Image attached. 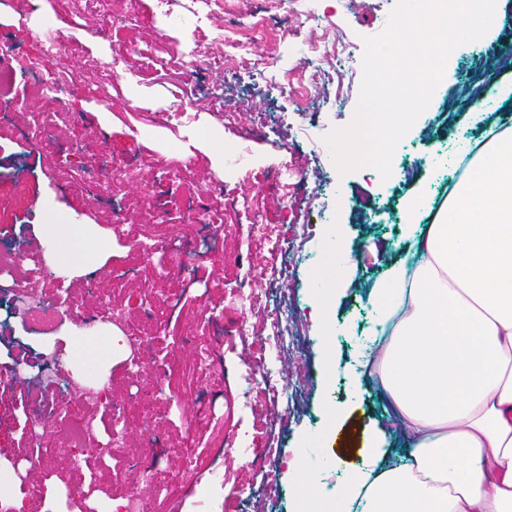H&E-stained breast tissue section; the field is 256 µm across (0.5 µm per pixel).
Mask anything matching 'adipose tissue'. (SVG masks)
<instances>
[{
    "label": "adipose tissue",
    "instance_id": "adipose-tissue-1",
    "mask_svg": "<svg viewBox=\"0 0 512 512\" xmlns=\"http://www.w3.org/2000/svg\"><path fill=\"white\" fill-rule=\"evenodd\" d=\"M468 174L430 223L408 225L407 247L369 291L376 329L365 354L393 408L351 436L350 410L326 399V425L288 465L299 512H512V127L470 148ZM59 275L103 265L107 238L91 224H39ZM352 242L312 281L311 315L326 321L331 295L352 275ZM121 336L75 339L72 368L105 372L123 359ZM396 426L406 450L386 446ZM359 457L346 466L345 450ZM344 477L330 495L322 478Z\"/></svg>",
    "mask_w": 512,
    "mask_h": 512
}]
</instances>
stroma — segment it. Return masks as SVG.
<instances>
[{
    "label": "stroma",
    "instance_id": "stroma-1",
    "mask_svg": "<svg viewBox=\"0 0 512 512\" xmlns=\"http://www.w3.org/2000/svg\"><path fill=\"white\" fill-rule=\"evenodd\" d=\"M171 19L161 17L155 0H126L133 21L100 31L92 17L76 14L70 0H0V42L36 51L47 30L58 31L64 46L45 62L53 76L43 96L31 95L21 83L0 85V99L21 100L14 122L0 124V250L30 254L39 242L33 225L44 223L47 209L60 220L97 225L112 239V255L102 276L78 281L88 307L105 298L126 310L144 339L140 366L119 360L112 366V404L120 409L117 424L102 422L101 442L112 430L123 431L125 447L90 473L81 494L68 493L69 474L53 467L52 450L65 422L39 441L24 430L25 413L53 415L56 381H44L49 403L36 407L24 384L38 378L36 363L50 346L67 349L62 331L47 336L13 310L0 306V461L32 462L40 494L31 512H44L53 490L65 491L67 512H85L105 499H124L128 490H143L147 512H168L171 498L184 501L183 512H224L231 501L236 512H293L294 495L287 466L304 435L325 420L323 381L325 354L354 365L376 318L362 283L379 276L393 244L402 239L400 213L411 193L439 202L448 190L441 173L427 163L437 148L479 142L489 123L512 115V97L491 90L484 104L465 97L474 79L484 74L475 63L480 45L455 49L448 75L428 108L406 135L414 160L407 178L381 180L362 168L347 174L323 167L316 150L332 129L348 125L355 113L362 79L354 69L349 94L333 79L334 64L321 61L327 75L320 94L306 111L284 92L311 63L305 41L324 34L328 22L340 24L362 56L365 40L380 35L395 0H311L316 17L300 22V0H213L201 35L223 33L249 42L251 61L265 74L251 81L192 63L184 56L199 0H174ZM122 52L125 70L105 90L94 91V76L84 61ZM90 86V93L70 99L71 119L63 127L60 149L37 152L18 133L30 112L40 109L55 87L71 80ZM175 120L160 123L165 113ZM224 129V162L216 164L196 140L201 126ZM134 154L143 161L138 182H116L103 190L93 177L105 153ZM220 194H208L214 184ZM221 224V234L204 246L198 213ZM357 245L352 262L357 281L336 299L329 330L308 315L310 278L328 261L325 243L331 224ZM130 224L136 236H114L113 227ZM290 242L287 262L292 276L282 277L269 261L274 239ZM178 240L194 247L195 277L187 280L164 267L160 246ZM142 306H133L134 297ZM282 306L286 343L271 348L268 368L281 388L279 398L254 390L245 404L244 379L259 354L257 334L265 330V312ZM219 341L223 381L208 393L199 378L196 345ZM173 370L159 380L157 369ZM205 405L224 425L238 454L216 485L206 468L215 446L211 428L197 423L191 410ZM274 430L281 456L275 467L258 469L244 455L256 425ZM153 451L163 472L161 481L144 486L132 458ZM198 455L199 489L182 478V455Z\"/></svg>",
    "mask_w": 512,
    "mask_h": 512
}]
</instances>
